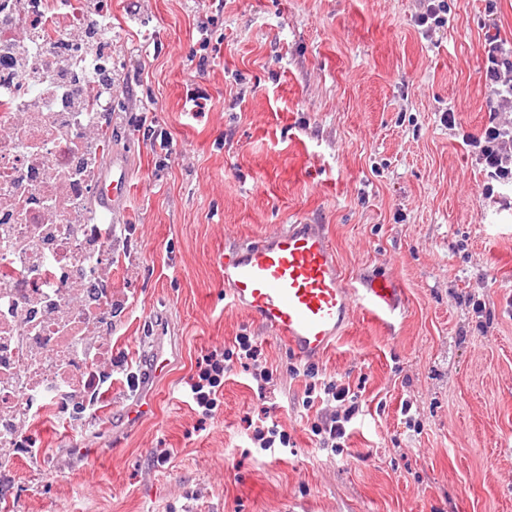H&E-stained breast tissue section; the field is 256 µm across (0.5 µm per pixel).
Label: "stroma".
<instances>
[{"instance_id":"stroma-1","label":"stroma","mask_w":512,"mask_h":512,"mask_svg":"<svg viewBox=\"0 0 512 512\" xmlns=\"http://www.w3.org/2000/svg\"><path fill=\"white\" fill-rule=\"evenodd\" d=\"M445 2L437 27L426 0H110L112 151L134 185L113 219L112 387L31 421L0 512H512V190L483 195L462 143L488 122L484 46L512 48V0ZM301 219L404 298L393 334L355 310L318 362L362 406L339 454L310 425L343 403L303 409L296 358L225 303L218 264ZM241 334L273 380L233 368L200 421L196 364ZM145 390L156 411L130 422ZM267 418L292 447L254 448Z\"/></svg>"}]
</instances>
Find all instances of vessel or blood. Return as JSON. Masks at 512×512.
I'll list each match as a JSON object with an SVG mask.
<instances>
[{
	"instance_id": "1",
	"label": "vessel or blood",
	"mask_w": 512,
	"mask_h": 512,
	"mask_svg": "<svg viewBox=\"0 0 512 512\" xmlns=\"http://www.w3.org/2000/svg\"><path fill=\"white\" fill-rule=\"evenodd\" d=\"M131 176L122 156L112 158L97 191L98 203L125 211ZM224 298L282 341L300 360L322 357L351 319L353 306L393 331L402 292L386 276L346 277L320 224H291L257 241L225 250Z\"/></svg>"
}]
</instances>
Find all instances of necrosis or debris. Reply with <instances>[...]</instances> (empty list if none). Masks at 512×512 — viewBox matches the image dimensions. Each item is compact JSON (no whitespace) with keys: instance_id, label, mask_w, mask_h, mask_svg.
<instances>
[{"instance_id":"4bbe7bcc","label":"necrosis or debris","mask_w":512,"mask_h":512,"mask_svg":"<svg viewBox=\"0 0 512 512\" xmlns=\"http://www.w3.org/2000/svg\"><path fill=\"white\" fill-rule=\"evenodd\" d=\"M49 13L55 22L45 30L47 39L61 42L65 65L81 88H88L99 73L111 70L112 52L106 49L86 57L78 38L87 23L79 0H0V18L19 16L32 24ZM111 108V101L87 96L81 110L69 111L52 89L34 85L0 60V195L8 190L2 172L27 169V149L39 143L41 163L27 170L32 208H52L55 189L50 181L61 167L70 171L67 190L80 205L75 212L58 211L42 240L21 255L16 254L14 242L30 233L31 226L0 209V409L9 411L8 418H0L1 472L22 452V424L50 403L70 411L69 394L94 360L95 351L86 341L56 336L49 313L62 310L72 318L94 315L92 302L112 240L82 232V225L97 222L84 207L97 185L79 174L83 157L69 153L47 132L61 125L69 138L85 139L97 128L99 114ZM75 281L85 286L84 303L69 300L67 288Z\"/></svg>"}]
</instances>
